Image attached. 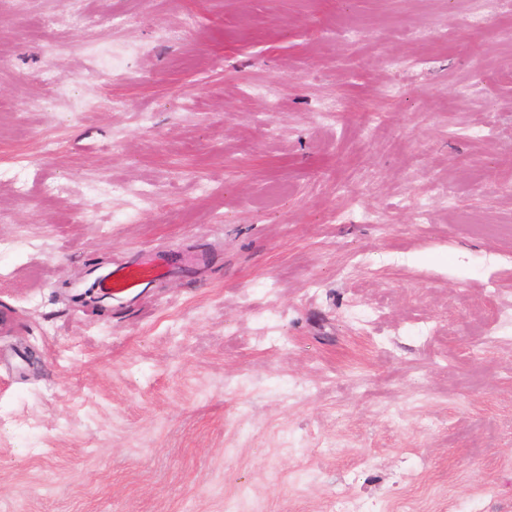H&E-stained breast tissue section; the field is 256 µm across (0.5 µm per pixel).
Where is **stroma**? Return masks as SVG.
<instances>
[{
    "instance_id": "stroma-1",
    "label": "stroma",
    "mask_w": 512,
    "mask_h": 512,
    "mask_svg": "<svg viewBox=\"0 0 512 512\" xmlns=\"http://www.w3.org/2000/svg\"><path fill=\"white\" fill-rule=\"evenodd\" d=\"M79 9L0 0V512H512V0ZM47 79L52 85V93L54 102L62 101L67 104L68 112H78L83 110V102L73 95L69 82L57 75L48 72ZM153 269L138 264L114 265L112 270L100 277L99 288L110 296L133 293L141 281L152 275Z\"/></svg>"
}]
</instances>
